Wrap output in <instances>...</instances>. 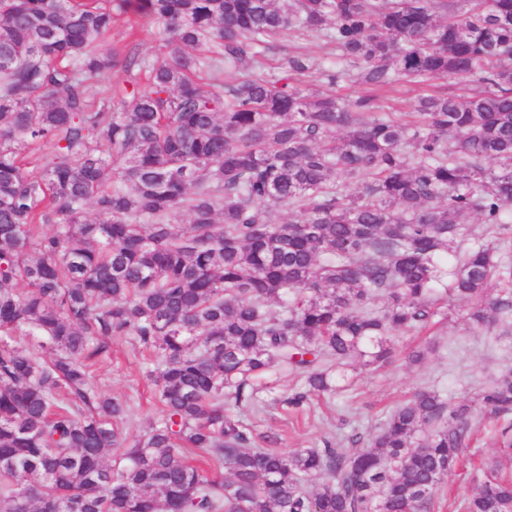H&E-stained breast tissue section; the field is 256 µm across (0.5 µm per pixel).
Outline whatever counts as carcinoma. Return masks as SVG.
Listing matches in <instances>:
<instances>
[{
	"mask_svg": "<svg viewBox=\"0 0 512 512\" xmlns=\"http://www.w3.org/2000/svg\"><path fill=\"white\" fill-rule=\"evenodd\" d=\"M122 15L167 58L101 52ZM294 32L340 51L329 91L298 83L305 54L254 74ZM116 68L93 107L85 80ZM447 78L477 89L425 94L409 123L380 105ZM473 214L512 220V0H0L7 512H430L476 411L512 415V372L467 402L418 391L351 455L258 447L246 416L274 375L303 378L299 409L388 362L450 298L512 322V293L485 299L490 246L458 253ZM124 338L160 406L131 443L132 405L90 376ZM461 509L512 512V476Z\"/></svg>",
	"mask_w": 512,
	"mask_h": 512,
	"instance_id": "carcinoma-1",
	"label": "carcinoma"
}]
</instances>
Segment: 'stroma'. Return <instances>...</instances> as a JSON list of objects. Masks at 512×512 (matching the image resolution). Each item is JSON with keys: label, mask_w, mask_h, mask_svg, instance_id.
Here are the masks:
<instances>
[{"label": "stroma", "mask_w": 512, "mask_h": 512, "mask_svg": "<svg viewBox=\"0 0 512 512\" xmlns=\"http://www.w3.org/2000/svg\"><path fill=\"white\" fill-rule=\"evenodd\" d=\"M103 49L117 53L136 52L152 60L166 56L151 19L120 17L103 39ZM285 52L304 53L316 58L318 66L304 78L315 91L325 90L321 70L333 66L338 55L334 46L315 36H300L283 43ZM464 247L484 242L489 234L499 239L495 259L505 273L492 281L489 296L512 290V223L495 227L484 224L479 216H470ZM466 308L456 309L447 319L437 320L431 337L403 336L396 344V360L389 365L358 369L351 385L336 394L313 398L302 414L295 415L284 405V398L302 382L293 376L278 377L266 406L250 417L256 436H277V446L284 451L321 448L335 444L345 453L356 450L350 436L369 437L391 407L409 399L416 391L431 386L447 392L454 400L473 397L491 380L512 371V337H500L498 326L479 329L467 327ZM435 348L418 363L408 360L410 351L426 340ZM146 362L129 342L115 340L107 359L99 362L94 378L107 394L130 399L135 412L126 431L128 438L140 435L160 411L152 400V387L143 375ZM506 420L483 414L474 439L464 448L465 462L450 474L442 492L435 497L433 512H459V502L477 489L486 462H498L501 472L512 473V454L500 448V434Z\"/></svg>", "instance_id": "stroma-1"}]
</instances>
